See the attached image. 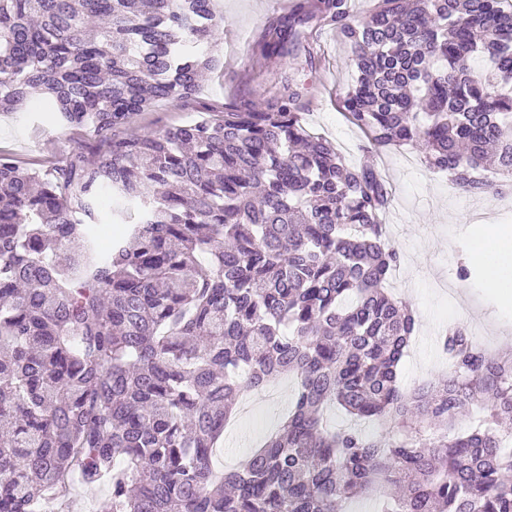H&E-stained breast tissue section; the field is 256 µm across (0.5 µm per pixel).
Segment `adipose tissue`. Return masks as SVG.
Masks as SVG:
<instances>
[{"instance_id":"adipose-tissue-1","label":"adipose tissue","mask_w":512,"mask_h":512,"mask_svg":"<svg viewBox=\"0 0 512 512\" xmlns=\"http://www.w3.org/2000/svg\"><path fill=\"white\" fill-rule=\"evenodd\" d=\"M471 257L485 272V285L503 298L512 297V229L492 227L476 242Z\"/></svg>"}]
</instances>
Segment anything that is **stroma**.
I'll return each instance as SVG.
<instances>
[{"label": "stroma", "mask_w": 512, "mask_h": 512, "mask_svg": "<svg viewBox=\"0 0 512 512\" xmlns=\"http://www.w3.org/2000/svg\"><path fill=\"white\" fill-rule=\"evenodd\" d=\"M215 6L224 19L223 40L209 47L220 61L218 69L203 77L197 98L157 102L135 117L127 133L180 125L204 108L220 112L248 104L263 110L289 87L306 93L310 101L306 127L329 137L348 163H358L367 141L337 106L339 89L352 84L356 72L348 48L335 31L323 28L310 47L299 48L290 63L273 61L262 72L253 73L248 69L249 59L269 26L282 16V8L272 0H215ZM87 141L85 132L48 124L32 109L0 112V152L15 159L60 161ZM376 162L392 190L388 232L401 255L388 286L419 313L418 332L399 366L400 388L409 392L449 375L451 367L441 338L452 316L461 317L463 329L483 347L512 352V306H504L499 295L484 287L482 269H475L466 281L457 276L459 266L471 263L473 239L492 225L512 227V194L465 195L447 178L431 174L419 154L411 150L390 152ZM281 385L274 395L264 390L252 392L251 407L237 433L225 438L224 452L215 456L214 468H235L279 429L294 389L288 379Z\"/></svg>", "instance_id": "stroma-1"}]
</instances>
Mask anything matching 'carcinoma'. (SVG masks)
Here are the masks:
<instances>
[{"instance_id": "1", "label": "carcinoma", "mask_w": 512, "mask_h": 512, "mask_svg": "<svg viewBox=\"0 0 512 512\" xmlns=\"http://www.w3.org/2000/svg\"><path fill=\"white\" fill-rule=\"evenodd\" d=\"M350 4L294 0L253 66L331 26L357 69L339 106L374 152L409 146L465 194L512 191V0ZM221 34L214 0H0V111L29 103L92 139L45 174L0 155V512H42L74 475L109 485L98 512H347L375 492L381 512H512V356L457 327L448 377L397 385L418 313L386 288L400 255L372 159L309 132L291 88L116 134L196 97ZM283 375L288 418L216 479L240 396ZM330 405L382 433L328 429Z\"/></svg>"}]
</instances>
